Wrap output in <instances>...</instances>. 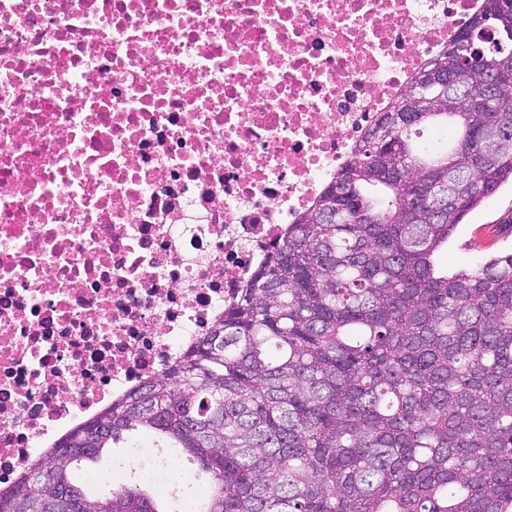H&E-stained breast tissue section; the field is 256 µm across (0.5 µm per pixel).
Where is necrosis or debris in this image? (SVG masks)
I'll return each instance as SVG.
<instances>
[{
    "label": "necrosis or debris",
    "mask_w": 512,
    "mask_h": 512,
    "mask_svg": "<svg viewBox=\"0 0 512 512\" xmlns=\"http://www.w3.org/2000/svg\"><path fill=\"white\" fill-rule=\"evenodd\" d=\"M480 0H0V485L205 336ZM131 449L110 479L183 476Z\"/></svg>",
    "instance_id": "4bbe7bcc"
}]
</instances>
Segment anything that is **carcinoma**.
Segmentation results:
<instances>
[{"instance_id": "cac0c4a2", "label": "carcinoma", "mask_w": 512, "mask_h": 512, "mask_svg": "<svg viewBox=\"0 0 512 512\" xmlns=\"http://www.w3.org/2000/svg\"><path fill=\"white\" fill-rule=\"evenodd\" d=\"M502 67L512 0H482L208 335L32 461L0 512H34L58 483L80 501L72 512H512V253L437 264L512 182ZM435 68L448 84L429 80ZM454 96L461 110L442 107ZM423 127L448 142L424 148ZM108 417L94 453L61 454ZM138 428L197 461L207 498L173 511L147 482L99 497L77 485L81 463Z\"/></svg>"}]
</instances>
